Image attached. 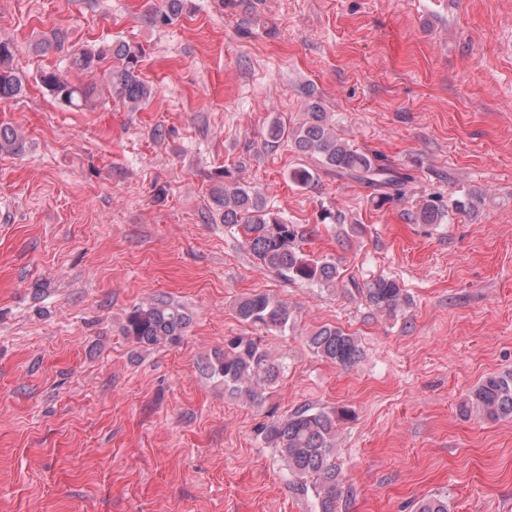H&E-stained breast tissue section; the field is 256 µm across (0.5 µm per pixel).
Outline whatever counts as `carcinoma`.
I'll return each instance as SVG.
<instances>
[{"label": "carcinoma", "instance_id": "obj_1", "mask_svg": "<svg viewBox=\"0 0 512 512\" xmlns=\"http://www.w3.org/2000/svg\"><path fill=\"white\" fill-rule=\"evenodd\" d=\"M183 0H165L158 15L163 24L176 20ZM117 61L109 79V93L137 108L149 101L153 90L139 76L143 50L126 42L108 47L84 49L69 58L70 67L84 74L93 73L107 56ZM15 47L0 40V100L14 99L25 90L14 67ZM41 85L67 107L81 109L96 97V86L73 83L55 69L39 74ZM265 145L271 149L286 143L294 152L313 158L324 171L348 177L375 190V204L381 205L406 194L410 176L384 163L379 157L363 152L336 133L328 113L316 98L307 103L305 120L290 127L280 119L267 127ZM22 131L0 128V153L22 151ZM289 178L301 187L310 186L316 172L306 166L290 171ZM211 199L224 226L241 234L258 264L290 282H299L327 291L359 295L368 308L379 315L395 317L409 303L406 289L399 280L380 274L365 281L344 278L335 261L315 258L301 247L306 232L300 224H290L270 208L261 190L236 181L216 184ZM481 197L464 195L446 204L438 197L420 202L410 213L415 224H443L449 212L475 210ZM235 313L240 321L260 330L284 333L295 323L288 305L268 293H253L238 299ZM189 318L178 305L158 299L134 308L127 316L125 335L144 346L176 341L183 335ZM317 356L342 367L355 366L363 356L359 339L344 329L325 325L306 338ZM210 376L224 382V388L248 401L256 402L262 390L276 383L284 362L272 357L257 336H236L213 352L205 364ZM467 416L492 422L512 419V371L490 375L478 382L460 405ZM348 412L302 406L288 415L262 426L267 447L273 449L288 475L292 488L311 497L313 512H339L341 500L348 493L335 462L336 435ZM416 512H449L448 497L431 496L417 502Z\"/></svg>", "mask_w": 512, "mask_h": 512}]
</instances>
